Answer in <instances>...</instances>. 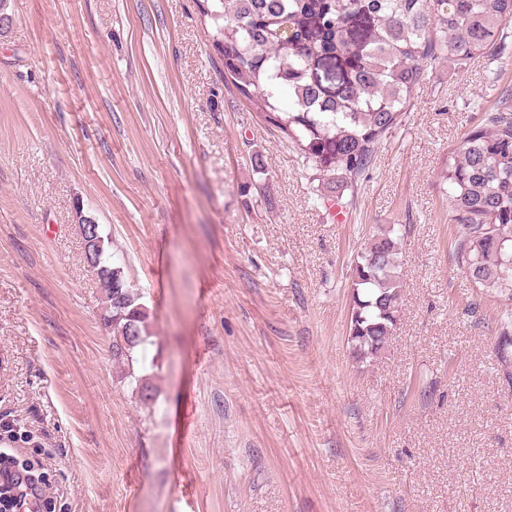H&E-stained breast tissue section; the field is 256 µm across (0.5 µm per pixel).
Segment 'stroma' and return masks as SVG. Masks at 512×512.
<instances>
[{"instance_id":"35a3bbf8","label":"stroma","mask_w":512,"mask_h":512,"mask_svg":"<svg viewBox=\"0 0 512 512\" xmlns=\"http://www.w3.org/2000/svg\"><path fill=\"white\" fill-rule=\"evenodd\" d=\"M10 10L0 448L35 462L58 512H512V378L437 180L512 91V36L428 66L339 222L311 164L228 88L196 0ZM78 203L149 310L134 373L153 400L112 363ZM379 224L404 235L402 307L360 364L349 265Z\"/></svg>"}]
</instances>
